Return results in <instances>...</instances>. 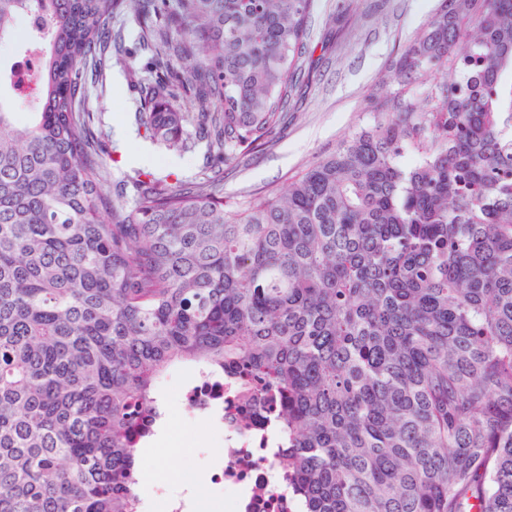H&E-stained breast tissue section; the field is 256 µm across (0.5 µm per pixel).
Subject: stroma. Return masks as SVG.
Masks as SVG:
<instances>
[{
  "mask_svg": "<svg viewBox=\"0 0 512 512\" xmlns=\"http://www.w3.org/2000/svg\"><path fill=\"white\" fill-rule=\"evenodd\" d=\"M438 0H314L310 18L313 67L301 77L303 95L289 109L285 124L267 136L263 151L243 167L224 174V199L242 201L270 185H286L319 156L333 150L371 120L369 102L394 91L392 62L419 33ZM335 27H328V17ZM125 30V64L113 67L106 90L88 83L84 108L109 133L107 162L113 178L140 171L156 177H187L196 157H180L140 137L132 123L138 97L133 75L143 59L136 51L138 24L120 19ZM188 366L169 368L158 381V395L168 406V420L157 434L161 451L141 449L138 465L142 496H152L166 477L200 479L219 459L212 427L189 417L176 402L188 381Z\"/></svg>",
  "mask_w": 512,
  "mask_h": 512,
  "instance_id": "stroma-1",
  "label": "stroma"
}]
</instances>
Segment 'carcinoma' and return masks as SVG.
<instances>
[{
    "instance_id": "carcinoma-1",
    "label": "carcinoma",
    "mask_w": 512,
    "mask_h": 512,
    "mask_svg": "<svg viewBox=\"0 0 512 512\" xmlns=\"http://www.w3.org/2000/svg\"><path fill=\"white\" fill-rule=\"evenodd\" d=\"M312 3L0 0L35 97L25 124L0 97V512H141L175 363L278 397L304 512H512V0H439L368 126L229 208ZM129 13L135 123L206 143L192 179L109 180L86 76Z\"/></svg>"
}]
</instances>
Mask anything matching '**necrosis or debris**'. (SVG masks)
I'll return each mask as SVG.
<instances>
[{
  "mask_svg": "<svg viewBox=\"0 0 512 512\" xmlns=\"http://www.w3.org/2000/svg\"><path fill=\"white\" fill-rule=\"evenodd\" d=\"M191 415L210 418L224 448L211 486L224 512H299L279 458L284 444L274 423L275 403L251 393L239 378L196 370L179 392Z\"/></svg>",
  "mask_w": 512,
  "mask_h": 512,
  "instance_id": "4bbe7bcc",
  "label": "necrosis or debris"
}]
</instances>
